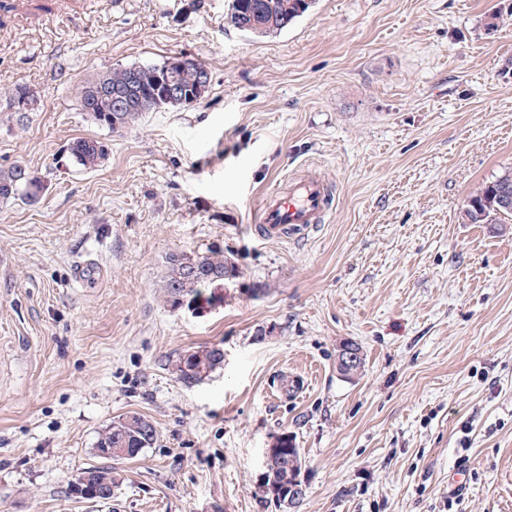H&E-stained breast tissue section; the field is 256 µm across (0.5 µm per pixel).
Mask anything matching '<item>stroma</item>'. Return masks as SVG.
<instances>
[{"mask_svg":"<svg viewBox=\"0 0 512 512\" xmlns=\"http://www.w3.org/2000/svg\"><path fill=\"white\" fill-rule=\"evenodd\" d=\"M228 5L0 0V81L40 99L0 112V167L43 185L0 202V512H277L253 485L283 434L296 512H512V223L461 219L512 169V0H316L269 36ZM177 53L211 71L201 103L120 135L87 121L85 81ZM79 137L107 143L95 169ZM309 172L324 221L259 239L263 195ZM213 245L238 278L167 307L166 256ZM211 345L223 367L182 384L171 359ZM130 411L156 442L113 462L110 502L80 498L69 479ZM74 143L73 160L75 165L83 169H94L99 166L102 152L97 149L99 142L96 139L80 138ZM356 349L359 350L360 353H362V355H363L362 349L358 344H357ZM359 351H355L354 349H351V348L345 349V347L343 346L341 348L340 353L336 357L337 358V362H336L337 369L345 370L348 367H350L351 365H354L356 363V361H358V357L360 355ZM362 355L359 358L358 365L354 369H351V370L347 371L346 373H344L343 376H341V377H343L344 379H347V380H352L362 373V369L364 368V365H365V359H364V357H362Z\"/></svg>","mask_w":512,"mask_h":512,"instance_id":"1","label":"stroma"}]
</instances>
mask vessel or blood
I'll return each instance as SVG.
<instances>
[{
	"mask_svg": "<svg viewBox=\"0 0 512 512\" xmlns=\"http://www.w3.org/2000/svg\"><path fill=\"white\" fill-rule=\"evenodd\" d=\"M330 195L326 183L316 177H298L287 189H273L263 197L253 222L258 236L280 241L304 235L327 211Z\"/></svg>",
	"mask_w": 512,
	"mask_h": 512,
	"instance_id": "obj_1",
	"label": "vessel or blood"
}]
</instances>
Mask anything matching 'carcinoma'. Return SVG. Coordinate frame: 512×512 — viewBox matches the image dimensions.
Instances as JSON below:
<instances>
[{
    "mask_svg": "<svg viewBox=\"0 0 512 512\" xmlns=\"http://www.w3.org/2000/svg\"><path fill=\"white\" fill-rule=\"evenodd\" d=\"M302 0H233L227 21L235 29L258 34H274L287 28L307 9L300 8ZM203 73L194 62L170 70L167 60L147 65H131L109 69L81 86L79 100L81 111L93 124L111 132L129 130L148 112L171 107H192L191 95L202 83ZM172 78L187 94L181 102H157L150 98L167 79ZM105 81L114 89L135 84L147 98L141 112L121 113L120 127H112L114 102L108 96L95 92L98 82ZM98 141L80 138L75 141L73 160L83 169L99 166L102 153L97 149ZM41 183L28 170L15 164L0 168V202L23 198L34 203L39 198ZM467 224H502L512 220V173L505 172L490 181L479 184L470 196L463 213ZM167 271L159 285L163 302L172 309L181 303L190 304L200 298L205 288L212 285L216 274L234 278L239 269L234 259L224 253V248L211 246L204 250L175 252L166 257ZM224 364V350L218 346H206L188 350L172 361L178 380L186 386L202 383ZM157 440V428L146 416L138 412H127L112 420L99 433L95 452L106 460L136 458L145 448ZM302 455L292 436L277 439L266 455L264 476L254 485V492L276 502L283 512H288V499L284 490L288 478L302 474ZM112 468L93 466L78 473L70 481V489L80 497L106 502L112 496L98 497L97 490H112Z\"/></svg>",
    "mask_w": 512,
    "mask_h": 512,
    "instance_id": "carcinoma-1",
    "label": "carcinoma"
}]
</instances>
